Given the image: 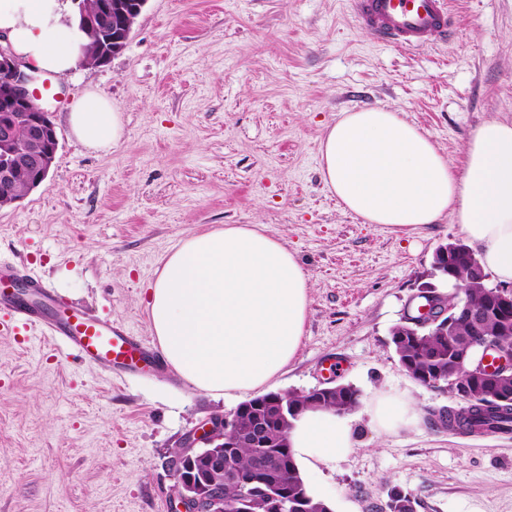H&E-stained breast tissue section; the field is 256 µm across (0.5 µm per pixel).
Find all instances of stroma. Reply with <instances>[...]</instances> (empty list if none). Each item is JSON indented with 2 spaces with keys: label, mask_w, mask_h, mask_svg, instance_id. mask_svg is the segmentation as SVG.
Listing matches in <instances>:
<instances>
[{
  "label": "stroma",
  "mask_w": 512,
  "mask_h": 512,
  "mask_svg": "<svg viewBox=\"0 0 512 512\" xmlns=\"http://www.w3.org/2000/svg\"><path fill=\"white\" fill-rule=\"evenodd\" d=\"M455 9L457 39L404 52L363 31L351 0H147L108 64L50 75L43 104L59 148L42 184L0 207V256L148 340V286L166 254L227 224L264 225L312 284L300 350L273 391L337 381L361 392L355 448L314 475L333 512H388L394 488L416 512H512V434L438 424L461 399L410 378L390 342L459 225L362 223L320 172L321 140L343 112H400L457 165L481 123L512 119V0ZM87 89L122 114L110 153L70 129L69 105ZM336 360L343 370L328 377ZM379 391L409 397L415 423L376 430ZM238 405L167 365L117 382L40 338L0 334V512H172L173 453Z\"/></svg>",
  "instance_id": "obj_1"
}]
</instances>
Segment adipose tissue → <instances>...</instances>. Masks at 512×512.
I'll list each match as a JSON object with an SVG mask.
<instances>
[{"label": "adipose tissue", "mask_w": 512, "mask_h": 512, "mask_svg": "<svg viewBox=\"0 0 512 512\" xmlns=\"http://www.w3.org/2000/svg\"><path fill=\"white\" fill-rule=\"evenodd\" d=\"M0 35L33 69L66 76L84 66L89 37L73 0H0ZM87 149L111 151L122 115L89 90L69 108ZM455 172L430 138L383 107L328 125L320 170L342 209L397 231L448 216L479 251L492 280L512 283V121L489 120ZM310 278L287 244L260 224H228L185 239L148 286L150 329L170 366L199 391L233 398L270 388L305 334ZM288 444L300 472L355 446L349 417L309 409Z\"/></svg>", "instance_id": "adipose-tissue-1"}]
</instances>
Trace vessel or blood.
<instances>
[{"mask_svg": "<svg viewBox=\"0 0 512 512\" xmlns=\"http://www.w3.org/2000/svg\"><path fill=\"white\" fill-rule=\"evenodd\" d=\"M453 4L454 0H352L361 27L376 40L409 51L425 48L435 36L454 38ZM23 279L40 295V303L16 291V283ZM20 326L119 374L142 363L153 368L163 364L158 351L129 328L90 317L82 308L57 299L38 279L23 278L10 259L0 257V333Z\"/></svg>", "mask_w": 512, "mask_h": 512, "instance_id": "1", "label": "vessel or blood"}]
</instances>
